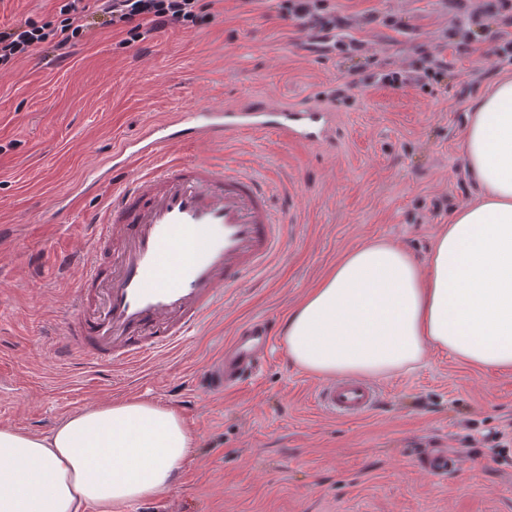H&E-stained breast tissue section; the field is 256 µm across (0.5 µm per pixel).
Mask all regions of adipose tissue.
<instances>
[{
  "instance_id": "adipose-tissue-1",
  "label": "adipose tissue",
  "mask_w": 512,
  "mask_h": 512,
  "mask_svg": "<svg viewBox=\"0 0 512 512\" xmlns=\"http://www.w3.org/2000/svg\"><path fill=\"white\" fill-rule=\"evenodd\" d=\"M476 200L456 209L426 264L373 240L348 250L288 313L291 361L321 379L416 370L429 350L512 371V79L472 105L462 145ZM195 439L131 398L87 406L50 435L0 428V512H130L168 494Z\"/></svg>"
}]
</instances>
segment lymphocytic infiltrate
Returning a JSON list of instances; mask_svg holds the SVG:
<instances>
[{"label": "lymphocytic infiltrate", "mask_w": 512, "mask_h": 512, "mask_svg": "<svg viewBox=\"0 0 512 512\" xmlns=\"http://www.w3.org/2000/svg\"><path fill=\"white\" fill-rule=\"evenodd\" d=\"M281 18L299 24L312 48L321 51H358L356 40L339 38L349 21L338 15L330 0H280ZM207 0H94L93 7L77 0H60L53 18L29 20L23 25L0 29V71L11 69L21 57L46 49L55 60L70 58L77 43L95 26H110L125 33L126 43L144 40L146 33L170 25L196 30L213 21ZM450 64L441 52L425 54L420 65L407 70L381 73L383 84L397 87L415 83L434 88L448 75Z\"/></svg>", "instance_id": "lymphocytic-infiltrate-1"}]
</instances>
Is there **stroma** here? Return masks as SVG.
Masks as SVG:
<instances>
[{
  "label": "stroma",
  "mask_w": 512,
  "mask_h": 512,
  "mask_svg": "<svg viewBox=\"0 0 512 512\" xmlns=\"http://www.w3.org/2000/svg\"><path fill=\"white\" fill-rule=\"evenodd\" d=\"M331 3L351 19L345 34L360 55L311 50L276 0H215V21L197 31L171 26L128 45L98 26L64 62L37 52L0 71V427L44 436L85 406L129 398L176 410L196 446L169 495L131 512H512V447L498 439L512 432V372L432 350L419 369L377 379L376 406L349 419L320 408L317 378L282 345L236 390L200 382L241 326L263 318L281 329L347 250L385 238L425 262L442 224L474 197L461 144L473 100L512 77L490 53L502 24L462 50L464 16L446 0ZM432 50L451 64L434 93L378 83L380 71ZM347 82V98L335 99ZM200 100L335 114L325 145L287 146L267 132L200 148L263 180L287 222L282 253L225 292L203 334L175 352L144 366L60 362L75 258L106 199L65 217L57 196L145 125ZM441 448L461 466L437 477L423 459Z\"/></svg>",
  "instance_id": "1"
}]
</instances>
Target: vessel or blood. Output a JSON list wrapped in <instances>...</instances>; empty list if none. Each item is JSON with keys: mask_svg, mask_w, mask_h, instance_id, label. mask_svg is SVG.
<instances>
[{"mask_svg": "<svg viewBox=\"0 0 512 512\" xmlns=\"http://www.w3.org/2000/svg\"><path fill=\"white\" fill-rule=\"evenodd\" d=\"M272 131L287 144H316L329 134L325 110L216 108L199 102L147 126L123 148L149 158L182 144L228 141ZM121 163L91 169L82 193L112 186V198L92 224L75 301L63 327L64 359L131 365L181 347L213 313L225 291L268 267L283 246L273 198L252 173L205 155L179 157L113 180ZM271 339L266 321L246 324L204 375L224 390L262 368ZM316 398L330 415L356 418L376 405V386L356 379L321 387Z\"/></svg>", "mask_w": 512, "mask_h": 512, "instance_id": "obj_1", "label": "vessel or blood"}]
</instances>
